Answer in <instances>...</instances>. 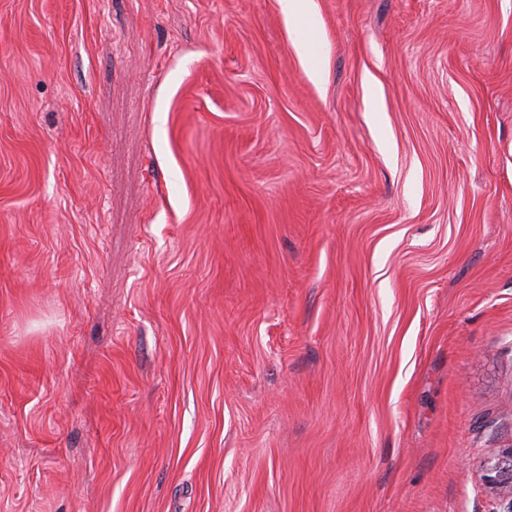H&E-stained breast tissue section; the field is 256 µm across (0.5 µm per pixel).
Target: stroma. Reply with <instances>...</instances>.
Returning a JSON list of instances; mask_svg holds the SVG:
<instances>
[{
    "mask_svg": "<svg viewBox=\"0 0 512 512\" xmlns=\"http://www.w3.org/2000/svg\"><path fill=\"white\" fill-rule=\"evenodd\" d=\"M0 0V512H506L512 0ZM281 12L289 27L305 22L309 29L318 26L311 0H280ZM295 48L308 77L314 82H320L323 78L320 55L310 49L309 43H296ZM512 447V446H511ZM502 451L486 468L484 480L486 484L509 500L512 511V448Z\"/></svg>",
    "mask_w": 512,
    "mask_h": 512,
    "instance_id": "1",
    "label": "stroma"
}]
</instances>
